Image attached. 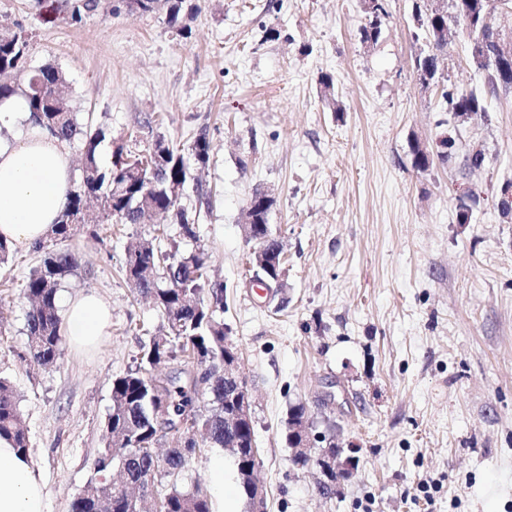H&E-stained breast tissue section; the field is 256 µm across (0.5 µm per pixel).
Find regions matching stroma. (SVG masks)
I'll return each instance as SVG.
<instances>
[{
	"instance_id": "obj_1",
	"label": "stroma",
	"mask_w": 512,
	"mask_h": 512,
	"mask_svg": "<svg viewBox=\"0 0 512 512\" xmlns=\"http://www.w3.org/2000/svg\"><path fill=\"white\" fill-rule=\"evenodd\" d=\"M75 2L0 0V32L28 40L25 68L8 82L54 66L69 110L106 125L112 143L139 152L160 137L185 150L203 134L212 151L200 188L181 200L198 211L196 242L162 217L78 224L65 241L81 264L58 303L94 292L112 307L96 351L66 347L54 367L28 364L22 284L44 250L14 246L0 268V376L20 397L46 512H71L98 481L112 381L164 322L124 275L127 245L154 238L169 251L203 248L210 280L224 285L268 512H512V217L500 212L512 92L464 122L442 111V86L415 70L429 46L412 37V0H388L370 48L359 41L362 0H193L186 38L165 14L132 16L118 0H98L73 26ZM440 58L451 85L483 89L463 37ZM326 73L337 112L321 97ZM417 144L431 153L424 171L412 165ZM472 147L485 162L467 171ZM201 188L212 193L204 208ZM257 190L276 199L279 306L250 282L256 244L242 224ZM295 404L318 431L358 445L342 493H320L315 466L293 465L284 427ZM212 462L210 448L197 449L161 483L209 487Z\"/></svg>"
}]
</instances>
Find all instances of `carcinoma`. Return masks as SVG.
I'll return each mask as SVG.
<instances>
[{"instance_id": "cac0c4a2", "label": "carcinoma", "mask_w": 512, "mask_h": 512, "mask_svg": "<svg viewBox=\"0 0 512 512\" xmlns=\"http://www.w3.org/2000/svg\"><path fill=\"white\" fill-rule=\"evenodd\" d=\"M187 0H170L166 14L168 26L185 37L190 32L184 12ZM418 30L429 33L455 25L464 32L465 21L458 0H447L444 9L421 7L414 0ZM387 8L364 16L359 29L360 41L377 44L386 19ZM445 42L431 45L432 53L419 55L415 68L419 74L436 75L438 51ZM28 43L0 41V69L12 71L24 68ZM497 50L478 45L469 55L481 60L479 68L486 73L487 92L459 91L451 87L442 93L446 109L452 114L460 111L473 114L486 112V94L512 89V74L504 78L487 65ZM62 75L52 66L41 67L27 74L26 85L20 90L0 83V100L22 93L28 102L32 121L52 134L71 142L80 140L83 155L82 181L70 191L59 221L52 225L51 237L65 241L70 237L73 222L82 216L87 199L97 200L100 212L121 224H139L144 211L136 208L143 197L144 179L135 175L145 155L130 156L121 145L113 146L110 166L100 164L98 150L102 143L112 140L103 125H80L75 115L63 105L57 94ZM194 166L204 168L211 158V146L204 135L190 145ZM153 189L149 192L155 210L170 217L179 226L180 235L197 240L196 213L172 200L166 192L170 184H186L190 166L184 156L163 143L156 145ZM253 223H268L274 200L259 198L253 193L248 200ZM80 257L68 249L45 251L41 265L34 269L23 285V297L29 304L26 314L27 358L44 367H52L60 356L63 344L62 320L58 313L57 293L79 265ZM126 280L136 290L151 298L166 320L165 332L154 336L141 348L136 368L112 381V407L105 424L106 446L97 458L100 480L87 486L73 500L71 512H141V500L133 495L130 486L145 475L152 479L173 476L182 468L186 456L198 445L195 432L202 429L203 443L211 448L224 447L228 435L224 425V336L227 326L220 317L224 312V285L210 282L207 275V256L201 249L168 252L157 249L148 240L135 241L128 246L125 265ZM208 296H203V293ZM192 360L189 384L178 385L171 379H160L152 373L156 367L173 361L177 354ZM208 398L214 412L199 418L196 403L199 396ZM174 433L176 444L160 462L143 448H151L159 438ZM0 438L8 440L20 453H27L29 438L23 425L17 393L11 383L0 378ZM159 495V512H210L207 495L199 488L183 491L172 486L165 493L152 487Z\"/></svg>"}]
</instances>
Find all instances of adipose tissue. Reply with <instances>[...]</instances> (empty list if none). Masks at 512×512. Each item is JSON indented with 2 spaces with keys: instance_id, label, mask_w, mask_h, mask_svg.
<instances>
[{
  "instance_id": "adipose-tissue-1",
  "label": "adipose tissue",
  "mask_w": 512,
  "mask_h": 512,
  "mask_svg": "<svg viewBox=\"0 0 512 512\" xmlns=\"http://www.w3.org/2000/svg\"><path fill=\"white\" fill-rule=\"evenodd\" d=\"M70 157L64 140L34 126L12 139L0 137V237L35 246L45 240L70 190ZM110 307L89 293L69 302L63 330L86 349L105 336ZM0 512H45V487L32 460L0 439Z\"/></svg>"
}]
</instances>
